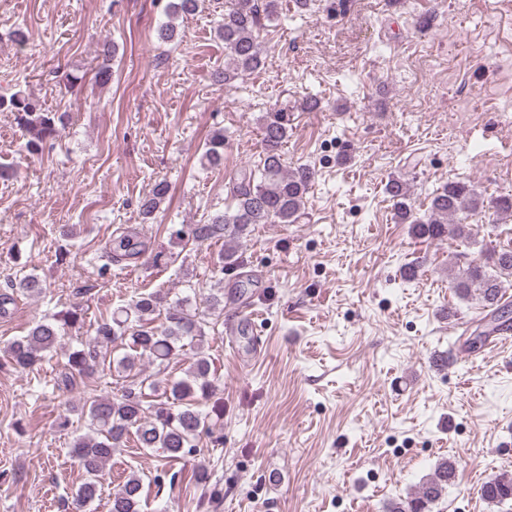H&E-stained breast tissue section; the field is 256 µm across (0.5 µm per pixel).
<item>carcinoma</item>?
Returning <instances> with one entry per match:
<instances>
[{"label":"carcinoma","instance_id":"cac0c4a2","mask_svg":"<svg viewBox=\"0 0 512 512\" xmlns=\"http://www.w3.org/2000/svg\"><path fill=\"white\" fill-rule=\"evenodd\" d=\"M278 14L277 0H265L259 8L255 0H232L227 13L216 28L224 41V53L229 65L215 74L219 81L228 82L259 70L263 64L259 41L260 16L271 20ZM116 46L103 44L95 72L101 84L112 80V59ZM0 110L14 113L15 120L26 136L25 149L35 155L50 141L61 136L67 127L68 115L45 109L34 97L18 91L10 97H0ZM263 156L253 168L237 172L229 183L230 204L224 211L207 217L200 224H183L173 228L170 238L185 248L200 247L213 240L250 236L259 224H299L305 218L304 198L313 173L306 167L290 171L283 164L282 147L288 139V107L276 108L261 124ZM224 130H214L207 139L201 162L208 168L224 165ZM169 191L165 181L155 183L151 192L140 202V213L146 221L153 218ZM397 216L410 225L418 239L443 241L447 238L468 240L471 228L467 224H450L448 218L460 212H475L485 207L497 213L512 212V198L485 202L474 188L450 181L431 195L428 213L418 217L407 203L406 183L393 179L386 185ZM138 254L137 243L122 235L115 245L105 248L106 258L100 270ZM243 266L235 250H226L214 267L218 287L211 289L201 305L190 298L174 303L158 292L144 293L132 304L112 311L110 317L98 322L95 336L62 352L64 358L61 384L68 387L110 364L123 379L118 397H97L77 410L78 420L86 432L76 436L72 453L87 475L75 492L79 504L91 502L98 493V480L112 455L129 437L140 448H161L171 459L196 452L202 434L214 436V428L224 419V406L209 404L219 379L211 370L205 351L207 331L215 330L213 316L224 311L223 274ZM512 284V250L493 251L486 264L472 262L453 274L451 288L461 299L476 297L489 309L492 321L504 320L508 305L503 303L505 288ZM6 286L15 293L36 297L45 291L44 282L35 274L23 271L9 278ZM162 317L160 324L155 318ZM84 323L82 309L73 307L34 322L25 335L3 346L4 361L0 367L32 372L42 362L53 358L63 337ZM126 344L128 352L115 360H107L108 348L116 342ZM194 349L193 360L180 378H152L143 375L141 361L147 357L160 366L183 354L185 346ZM456 481L455 462L439 461L433 472L422 482L415 495L390 503L387 512H432L443 492ZM142 478L131 474L121 488L112 494L109 512H140ZM483 500L496 507L512 506V474L490 477L480 488Z\"/></svg>","mask_w":512,"mask_h":512}]
</instances>
